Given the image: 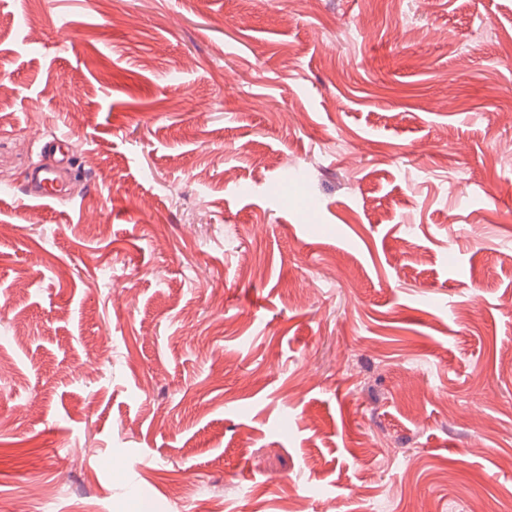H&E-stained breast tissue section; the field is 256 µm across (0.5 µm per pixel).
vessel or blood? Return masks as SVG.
I'll return each mask as SVG.
<instances>
[{
    "mask_svg": "<svg viewBox=\"0 0 512 512\" xmlns=\"http://www.w3.org/2000/svg\"><path fill=\"white\" fill-rule=\"evenodd\" d=\"M77 149V143L64 134L56 135L43 143L42 150L47 161L31 171L25 186V193L30 200L36 202L66 200L67 188L64 173Z\"/></svg>",
    "mask_w": 512,
    "mask_h": 512,
    "instance_id": "b4317fda",
    "label": "vessel or blood"
}]
</instances>
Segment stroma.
I'll return each instance as SVG.
<instances>
[{"mask_svg":"<svg viewBox=\"0 0 512 512\" xmlns=\"http://www.w3.org/2000/svg\"><path fill=\"white\" fill-rule=\"evenodd\" d=\"M206 498L512 500V0H0V499ZM42 150L47 162L30 172L25 193L35 202L64 201L68 198L64 172L70 166L78 145L69 136L59 134L45 141Z\"/></svg>","mask_w":512,"mask_h":512,"instance_id":"35a3bbf8","label":"stroma"}]
</instances>
